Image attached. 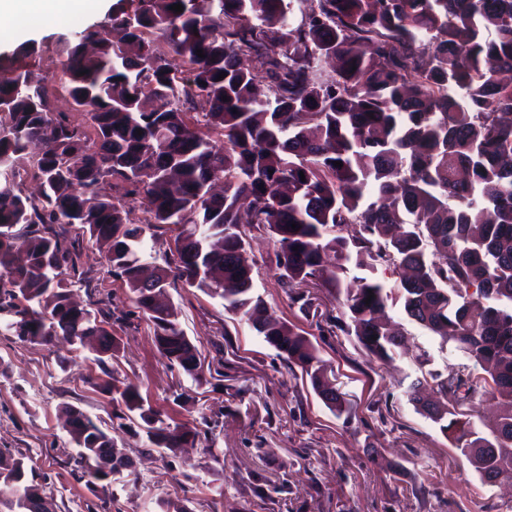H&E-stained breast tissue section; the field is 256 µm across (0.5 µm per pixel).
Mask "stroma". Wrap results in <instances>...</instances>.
I'll use <instances>...</instances> for the list:
<instances>
[{
    "mask_svg": "<svg viewBox=\"0 0 512 512\" xmlns=\"http://www.w3.org/2000/svg\"><path fill=\"white\" fill-rule=\"evenodd\" d=\"M115 0L67 21L16 31L0 41V56L34 43V78L51 76L59 51L76 32L102 20ZM275 246L253 235L256 293L274 317L304 330L333 370L351 410L329 411L300 369L289 368L248 322L226 314L220 299L193 288H168L185 334L202 357L224 350L223 375L199 384L160 356L133 295L112 276L97 245L83 241L81 263L96 297H111L124 320L113 323L119 353L115 378L138 386L166 423L206 427L207 443L176 451L146 450L141 437L120 433L132 460L104 486L88 489L72 474L70 437L62 404L107 418L108 396L87 379L99 369L91 351L57 340L39 344L0 331V452L24 458L46 476L45 496L56 512H161L159 500L188 512H512V478L482 482L449 438L403 393L428 352L429 370L474 367L473 359L442 344L410 320L401 305L386 309L406 331L403 355L390 364L369 358L347 331L335 295L309 292L320 310L333 311L335 328L317 327L284 294L275 278Z\"/></svg>",
    "mask_w": 512,
    "mask_h": 512,
    "instance_id": "obj_1",
    "label": "stroma"
}]
</instances>
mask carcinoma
<instances>
[{
	"instance_id": "obj_1",
	"label": "carcinoma",
	"mask_w": 512,
	"mask_h": 512,
	"mask_svg": "<svg viewBox=\"0 0 512 512\" xmlns=\"http://www.w3.org/2000/svg\"><path fill=\"white\" fill-rule=\"evenodd\" d=\"M293 2L117 0L60 61L79 122L54 112L47 83L22 69L35 49L16 48L0 80V314L29 342L97 337L95 362L113 377L111 303H68L72 288L90 285L87 237L134 294L169 365L205 379L176 308L158 299L179 281L222 300L341 415L347 401L315 346L254 291L247 238L261 232L275 242L283 292L307 315L299 289L344 296L368 356L402 354L404 332L381 319L399 302L473 357L479 372H424L406 394L484 482L512 475V83L501 78L512 73V0H309L297 25ZM251 61L265 67L263 89ZM33 143L44 150L30 158ZM29 161L37 196L16 181ZM221 179L224 193L211 192ZM156 224L177 230L168 269L144 247ZM384 265L398 275L393 287L375 276ZM103 390L115 418L140 419L145 448L200 437L166 424L134 384ZM487 397L500 412L485 433L470 412ZM62 413L78 479L92 487L129 466L100 419L70 403ZM0 512H50L36 474L1 452Z\"/></svg>"
}]
</instances>
